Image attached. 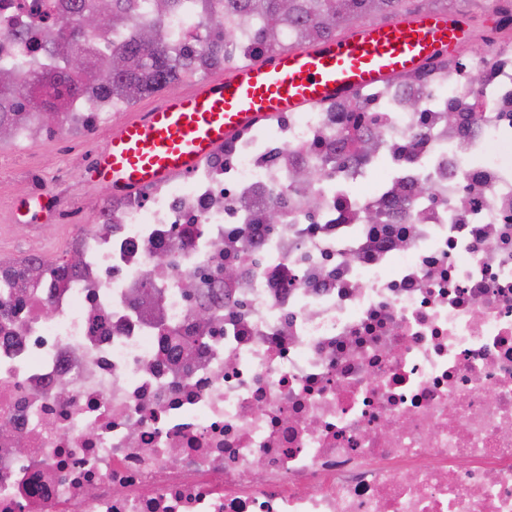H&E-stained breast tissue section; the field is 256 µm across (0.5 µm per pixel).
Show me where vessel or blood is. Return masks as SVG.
Listing matches in <instances>:
<instances>
[{"mask_svg":"<svg viewBox=\"0 0 512 512\" xmlns=\"http://www.w3.org/2000/svg\"><path fill=\"white\" fill-rule=\"evenodd\" d=\"M468 33L463 21L424 9L403 22L363 23L310 49H281L187 93L160 97L141 117L121 122L86 178L120 193L190 172L240 130L415 71L452 54Z\"/></svg>","mask_w":512,"mask_h":512,"instance_id":"obj_1","label":"vessel or blood"}]
</instances>
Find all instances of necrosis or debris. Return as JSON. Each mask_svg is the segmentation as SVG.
Masks as SVG:
<instances>
[{
    "label": "necrosis or debris",
    "instance_id": "1",
    "mask_svg": "<svg viewBox=\"0 0 512 512\" xmlns=\"http://www.w3.org/2000/svg\"><path fill=\"white\" fill-rule=\"evenodd\" d=\"M483 6L476 54L353 93L360 117L334 98L144 191L52 195L72 263L0 258L1 284L34 281L0 318V512H512V0ZM68 18L0 0V67L27 76ZM223 25L178 16V52ZM129 110L98 86L11 138L69 147ZM338 144L346 167L299 189Z\"/></svg>",
    "mask_w": 512,
    "mask_h": 512
}]
</instances>
